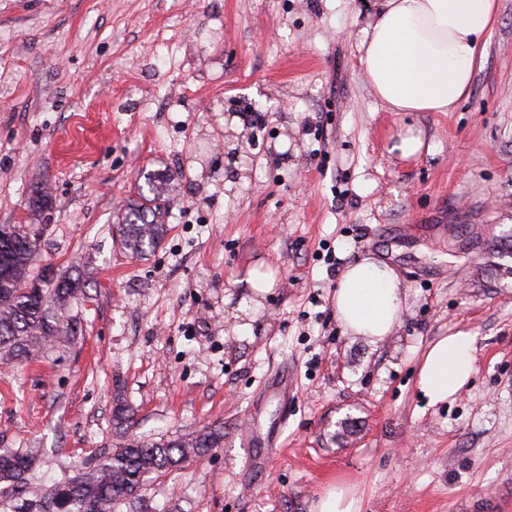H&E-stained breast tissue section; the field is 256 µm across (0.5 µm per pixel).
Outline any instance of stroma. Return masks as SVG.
Listing matches in <instances>:
<instances>
[{"instance_id": "35a3bbf8", "label": "stroma", "mask_w": 512, "mask_h": 512, "mask_svg": "<svg viewBox=\"0 0 512 512\" xmlns=\"http://www.w3.org/2000/svg\"><path fill=\"white\" fill-rule=\"evenodd\" d=\"M379 5L0 0V224L40 225L38 266L86 285L75 340L0 364V449L37 455L34 485L111 453L120 400L140 437L220 422L224 445L116 512H313L335 485L360 512H512V287L489 267L512 226V0L451 112L379 102L359 50ZM154 173L169 231L133 258L115 226ZM368 256L402 290L379 340L334 303ZM449 335L474 371L431 406L419 369Z\"/></svg>"}]
</instances>
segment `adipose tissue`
Returning a JSON list of instances; mask_svg holds the SVG:
<instances>
[{
    "label": "adipose tissue",
    "mask_w": 512,
    "mask_h": 512,
    "mask_svg": "<svg viewBox=\"0 0 512 512\" xmlns=\"http://www.w3.org/2000/svg\"><path fill=\"white\" fill-rule=\"evenodd\" d=\"M496 11V0H382L361 40L366 81L391 111H452L471 88ZM335 304L348 330L387 336L401 314L398 276L364 258L341 276ZM472 373L470 337L444 336L428 348L418 385L434 406L455 397Z\"/></svg>",
    "instance_id": "obj_1"
}]
</instances>
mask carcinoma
<instances>
[{"mask_svg":"<svg viewBox=\"0 0 512 512\" xmlns=\"http://www.w3.org/2000/svg\"><path fill=\"white\" fill-rule=\"evenodd\" d=\"M148 194H139L117 224L124 248L134 257L156 249L167 225L157 206L169 184L148 177ZM42 231L32 224H0V363L27 359L76 333L69 314L83 281L45 269L32 275ZM491 257L497 275L512 277V229L498 236ZM113 427L122 442L102 457L89 473L65 478L27 497L35 456L0 452V499L16 502L14 512H114L115 507L140 497L153 473L181 466L213 448L224 446V426H206L173 440H146L130 435L134 413L123 402L112 410Z\"/></svg>","mask_w":512,"mask_h":512,"instance_id":"1","label":"carcinoma"}]
</instances>
